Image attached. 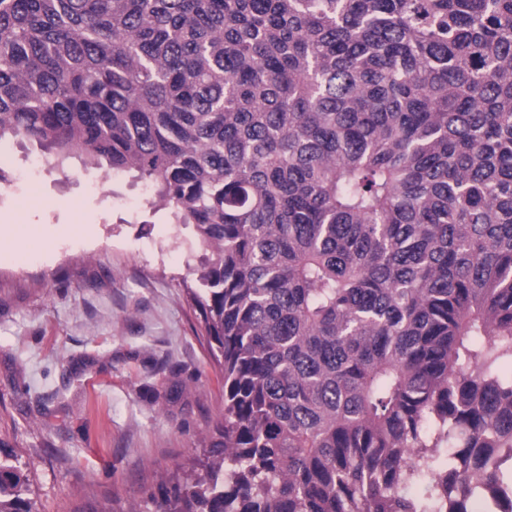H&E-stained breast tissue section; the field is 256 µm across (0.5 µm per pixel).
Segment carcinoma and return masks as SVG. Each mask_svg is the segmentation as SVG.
<instances>
[{"instance_id": "carcinoma-1", "label": "carcinoma", "mask_w": 512, "mask_h": 512, "mask_svg": "<svg viewBox=\"0 0 512 512\" xmlns=\"http://www.w3.org/2000/svg\"><path fill=\"white\" fill-rule=\"evenodd\" d=\"M5 139L203 251L224 415L158 512H512V0H0Z\"/></svg>"}]
</instances>
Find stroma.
Returning <instances> with one entry per match:
<instances>
[{"label": "stroma", "instance_id": "1", "mask_svg": "<svg viewBox=\"0 0 512 512\" xmlns=\"http://www.w3.org/2000/svg\"><path fill=\"white\" fill-rule=\"evenodd\" d=\"M0 439L39 512H157L151 493L205 455L224 379L189 289L191 228L143 184L0 142Z\"/></svg>", "mask_w": 512, "mask_h": 512}]
</instances>
